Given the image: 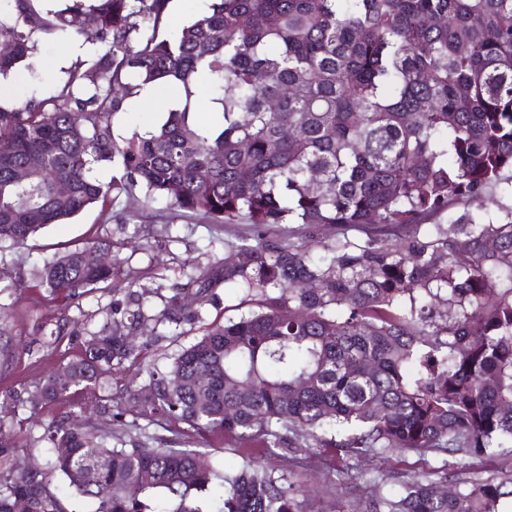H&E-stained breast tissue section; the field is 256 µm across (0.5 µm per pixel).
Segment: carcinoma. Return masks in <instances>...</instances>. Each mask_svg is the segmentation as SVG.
I'll return each instance as SVG.
<instances>
[{
  "mask_svg": "<svg viewBox=\"0 0 512 512\" xmlns=\"http://www.w3.org/2000/svg\"><path fill=\"white\" fill-rule=\"evenodd\" d=\"M14 2L22 25L0 24V76L28 57L35 32L78 34L88 14L105 53L57 94L0 108V244L136 185L221 224L403 227L512 172V0H211L171 38L159 35L169 0H72L54 14ZM159 83L176 91L166 121L112 138L126 97ZM201 89L221 114L211 125L198 118ZM33 155L46 161L37 180L24 174ZM115 159L124 174L100 183L93 165ZM500 209L496 224L465 217L426 242L370 238L321 256L291 241L234 246L224 283L261 296L260 310L148 369L145 404L183 424L179 436L114 448L86 409L66 411L45 428L52 460L16 470L0 512L20 501L65 512L60 478L84 512H300V490L251 460L234 473L202 464L186 439L214 431L267 456L446 454L465 471L497 455L512 445V206ZM100 251L112 240L44 264L51 300L111 279ZM216 280L189 277L156 321L194 320ZM439 302L458 316L438 321ZM143 326L141 311L112 309L63 364L69 381L51 373L10 398L34 417L98 384L137 357L123 328ZM396 486L364 512H504L512 469L441 494L425 472Z\"/></svg>",
  "mask_w": 512,
  "mask_h": 512,
  "instance_id": "1",
  "label": "carcinoma"
}]
</instances>
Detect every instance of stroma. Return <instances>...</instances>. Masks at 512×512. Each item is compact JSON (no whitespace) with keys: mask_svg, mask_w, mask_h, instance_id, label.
<instances>
[{"mask_svg":"<svg viewBox=\"0 0 512 512\" xmlns=\"http://www.w3.org/2000/svg\"><path fill=\"white\" fill-rule=\"evenodd\" d=\"M34 39L33 54L9 75L11 93L1 101L6 108L55 94L66 81L68 69L102 51L91 26L76 40L43 32L35 33ZM170 104L167 90L160 87L155 90L154 102L143 104L138 98H129L123 111L111 117L110 132L121 140L151 130L165 121ZM438 222L434 216L411 227L322 224L309 230L299 224H213L173 209L166 200H147L138 186L113 195L108 206L97 205L65 223L48 225L22 245L0 248V303L10 309V333L0 338V419L14 435L40 436L43 425L62 413L65 406L52 404L40 409L41 424L32 428L24 414L14 413L6 396L8 389L36 385L63 361L77 356V334L97 331L111 306L127 304L130 293L140 294L145 315H158L174 287L185 283L191 268L221 264L242 238L279 244L289 240L299 243L310 235L320 253L349 243L360 244L371 237L410 235L426 241L434 236ZM97 238L113 242L111 280L72 300L65 314L54 313L46 290L38 285L37 274L44 260L65 247ZM258 304L257 296L245 289L217 284L198 320L180 325L167 322L157 325L153 335L137 337L138 357L113 371L106 389L73 393L68 404L93 412L98 426L111 429L116 448L141 431L155 438L169 437L178 429V422L159 415L149 418L144 412L142 397L148 367H168L183 347L212 325L255 311ZM105 394L118 405L121 419L101 413V397ZM198 450L202 460L220 463L229 472L239 470L247 458L259 459L287 483L307 488L308 495L300 503L302 512H356L360 501L370 494L392 491V478L400 473L432 468L444 469L451 476L457 473L451 460H423L413 453L392 454L384 460L372 456L346 460L335 449L321 448L313 455L299 451L269 457L254 445L220 433L201 440Z\"/></svg>","mask_w":512,"mask_h":512,"instance_id":"1","label":"stroma"}]
</instances>
